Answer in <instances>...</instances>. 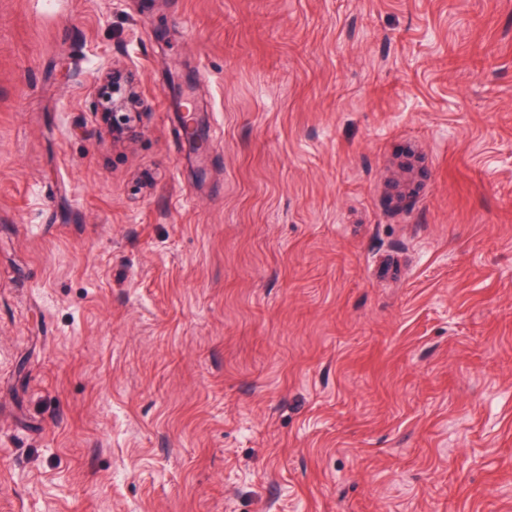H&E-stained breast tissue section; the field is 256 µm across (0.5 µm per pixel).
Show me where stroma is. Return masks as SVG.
<instances>
[{"label":"stroma","mask_w":512,"mask_h":512,"mask_svg":"<svg viewBox=\"0 0 512 512\" xmlns=\"http://www.w3.org/2000/svg\"><path fill=\"white\" fill-rule=\"evenodd\" d=\"M0 512H512V0H0ZM135 92L133 87L125 80L123 73L119 70H112V99L104 96L102 106L105 109H112V112L125 110L130 100L133 101ZM181 95L182 97H177L176 100L183 107V112L186 114L181 118L183 139L191 154L203 155L208 151L209 146L203 131L204 120L202 111L195 105L191 108L186 106L187 104L192 106L194 102L189 90L181 91Z\"/></svg>","instance_id":"stroma-1"}]
</instances>
